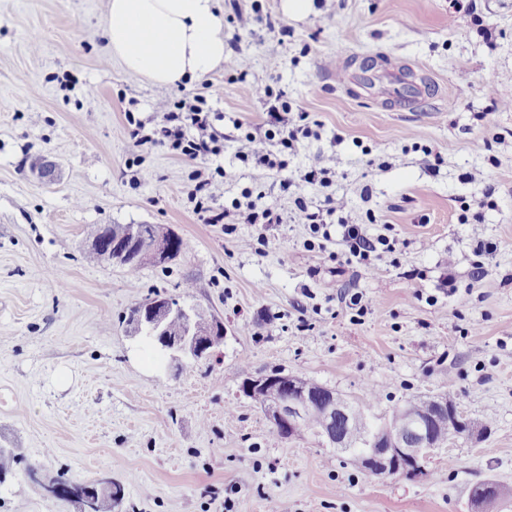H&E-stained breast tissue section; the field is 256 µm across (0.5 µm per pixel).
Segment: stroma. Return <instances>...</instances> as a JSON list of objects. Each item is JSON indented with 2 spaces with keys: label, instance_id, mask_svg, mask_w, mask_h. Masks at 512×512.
<instances>
[{
  "label": "stroma",
  "instance_id": "1",
  "mask_svg": "<svg viewBox=\"0 0 512 512\" xmlns=\"http://www.w3.org/2000/svg\"><path fill=\"white\" fill-rule=\"evenodd\" d=\"M470 3L457 12L450 0H315L294 17L283 0H219L291 35L225 25L236 48L178 87L109 53L108 0H0V448L51 476L112 478L124 488L117 512H228V498L229 512L280 502L291 512H469L476 482L512 488V106L494 102L512 91V0ZM344 49L399 71L421 88L418 103L340 88L330 61ZM243 69L322 124L289 171L331 165L336 175L326 189L298 180L285 190L276 172L253 180L228 146L212 160L226 172L211 186L215 203L247 187L286 213L299 196H346L354 222L396 243L371 271L344 264L335 225L324 249L310 250L303 224L201 223L188 199L196 163L135 147L126 112L151 118L158 100L203 93L207 82L218 129L256 128L262 108L235 81ZM483 136L490 149H476ZM429 150L443 158L434 175ZM44 160L55 165L49 181L33 171ZM476 168L485 181L465 180ZM486 197L479 228L459 223L461 202ZM102 224L167 225L191 249L133 275L86 263ZM260 235L262 252L241 248ZM350 289L368 312L342 301ZM156 293L223 321L209 357L177 367L127 334L128 308ZM274 369L367 405L375 423L412 398L449 394L467 419L491 426L435 451L423 476L369 477L321 438L270 439L241 383ZM378 384L387 390L374 402ZM0 512L77 507L19 471L0 486Z\"/></svg>",
  "mask_w": 512,
  "mask_h": 512
}]
</instances>
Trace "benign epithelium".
<instances>
[{"label":"benign epithelium","instance_id":"obj_1","mask_svg":"<svg viewBox=\"0 0 512 512\" xmlns=\"http://www.w3.org/2000/svg\"><path fill=\"white\" fill-rule=\"evenodd\" d=\"M178 233L170 226L159 224L153 234L152 250L157 265L171 264L181 257L173 248ZM140 232L134 226L116 233L112 239L104 236V228H99L89 249L100 253L102 260L127 266L136 261L134 250L139 245ZM177 323L180 329L174 331L171 323ZM126 329L129 335L139 336L145 331L158 337L170 351L172 359L189 356L202 357V348L224 339V323L216 319H206L193 308L174 306L167 299H154L137 308L126 317ZM284 387L291 392L286 397L275 396L269 402L266 416L269 421L280 426L290 436L297 435V429L307 411L314 402L324 407L325 429L323 437L336 448H346L352 442L363 439V435L354 429L337 435L332 424L339 416L347 415L350 403L333 390H325L314 397L307 393L300 379L290 377ZM448 415V397L433 396L421 406L417 413L400 410L392 422H383L379 430L370 438V453L373 476L392 478L404 473L417 476L425 475L424 461L444 444L433 437L432 425ZM497 501V487L486 484L482 497L470 503V512H489Z\"/></svg>","mask_w":512,"mask_h":512}]
</instances>
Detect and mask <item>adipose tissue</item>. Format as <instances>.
Masks as SVG:
<instances>
[{
	"mask_svg": "<svg viewBox=\"0 0 512 512\" xmlns=\"http://www.w3.org/2000/svg\"><path fill=\"white\" fill-rule=\"evenodd\" d=\"M103 27L124 68L160 85L200 77L228 52L216 0H109Z\"/></svg>",
	"mask_w": 512,
	"mask_h": 512,
	"instance_id": "ef3b65f1",
	"label": "adipose tissue"
}]
</instances>
